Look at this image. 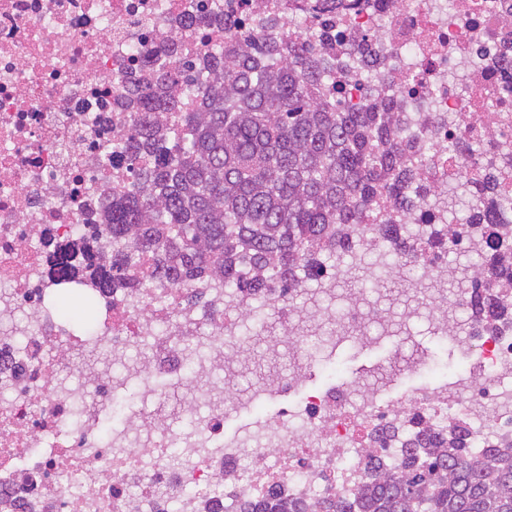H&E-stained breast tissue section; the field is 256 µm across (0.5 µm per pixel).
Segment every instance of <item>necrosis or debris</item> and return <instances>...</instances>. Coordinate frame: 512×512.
<instances>
[{"label":"necrosis or debris","mask_w":512,"mask_h":512,"mask_svg":"<svg viewBox=\"0 0 512 512\" xmlns=\"http://www.w3.org/2000/svg\"><path fill=\"white\" fill-rule=\"evenodd\" d=\"M271 9L288 16L287 37L331 18L386 41L396 53L378 76L382 95L420 100L452 126L465 117L471 157L439 155L424 170L433 185L480 178L512 137V0H305L296 11L288 0H0V512H242L292 496L312 505L363 481L368 437L389 422L418 414L440 436L457 419L473 448L512 434V337L471 322L454 338L468 362L442 393L424 384L385 399L383 383L360 378L306 390L228 439L231 415L294 385L243 389L225 374V351L253 344L235 307L201 313L169 288L108 294L84 336L59 314L50 259L64 245L87 248L83 227L102 223L124 170V74L181 13L225 12L247 26ZM177 33L189 54L224 41L216 25ZM327 311L348 341L368 343V310L334 300ZM340 340L294 324L297 371L319 372ZM84 348L138 356L98 374L74 361ZM68 366L83 391L70 388ZM129 387L152 410L116 412Z\"/></svg>","instance_id":"1"}]
</instances>
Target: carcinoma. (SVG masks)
Here are the masks:
<instances>
[{"mask_svg": "<svg viewBox=\"0 0 512 512\" xmlns=\"http://www.w3.org/2000/svg\"><path fill=\"white\" fill-rule=\"evenodd\" d=\"M288 21L272 14L251 32L224 18V46L196 61L178 57L172 39L146 60L147 83H123L134 114L126 145L128 181L105 198V223L95 229L111 238L101 263L84 265V253L61 255L59 274L90 269L88 287L108 292L140 288H190L188 307L208 296L214 281L224 297L240 294L255 306L242 324L265 323L263 351L252 349L240 368L260 378L274 375L283 323H268L267 308L278 297L321 288L295 312L321 318L320 295L336 294L339 283L369 288L395 284L407 266L418 265L419 244L448 250L450 243L509 218L512 208L497 199L496 170H512V146H505L486 177L468 188L470 197L491 207L470 208L459 224H419L413 235L387 212L417 219L435 189L422 178L420 161L448 150L437 137L448 122L428 112L418 133L406 129L397 96L384 97L366 83L352 105L329 91L346 77L350 56L327 46L313 48L304 33L284 40ZM362 64L375 71L387 57L380 43L352 40ZM180 111V120L167 115ZM492 249L476 263L448 267V287L473 289L469 314L485 330H512V294L490 284L512 280V223L499 225ZM374 322L387 330L402 325L407 312L379 309ZM424 446L403 439L398 424L381 433L368 452L367 480L351 497L325 499L320 512H512V442L476 450L464 431L448 422V438L424 434Z\"/></svg>", "mask_w": 512, "mask_h": 512, "instance_id": "1", "label": "carcinoma"}]
</instances>
